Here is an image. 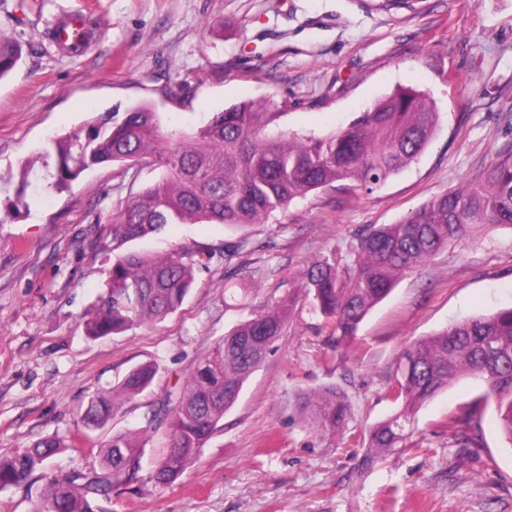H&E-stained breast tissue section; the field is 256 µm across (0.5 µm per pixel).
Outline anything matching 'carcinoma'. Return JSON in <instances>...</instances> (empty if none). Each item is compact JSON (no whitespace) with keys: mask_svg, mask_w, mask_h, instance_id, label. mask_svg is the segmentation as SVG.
<instances>
[{"mask_svg":"<svg viewBox=\"0 0 512 512\" xmlns=\"http://www.w3.org/2000/svg\"><path fill=\"white\" fill-rule=\"evenodd\" d=\"M19 44L0 36V78L17 64ZM280 113L256 102H242L214 114L206 124L171 130L150 104L129 109L121 120L103 115L84 132L56 138L51 148L23 162L16 203L18 214L31 188L36 163L52 169L57 188L69 186L88 168L149 163L158 180L120 208L109 232L94 241L110 254L126 244L159 233L168 224H263L297 198L326 188L373 192L416 160L436 132L439 112L424 93L399 88L379 99L346 127L326 135L273 130ZM54 162H49V159ZM472 224L512 229V145L501 149L474 180L429 198L394 224L373 225L357 235L352 263L336 259L311 262L300 276V292L314 312L332 326L336 346L358 337L369 311L440 250L461 242ZM248 241L224 246V266H234ZM213 258L186 252L163 257L127 253L112 262L104 289L85 316L93 337L119 334L154 324L175 313L187 299L196 268ZM296 298L255 311L217 340L201 358L175 398H166L149 423L167 421L169 443L150 480L174 482L209 440L223 429L224 415L237 403L248 378L284 335ZM156 373L151 364L130 370L111 396L92 397L82 415L96 430L112 415L118 398L142 392ZM467 376L483 381L485 391L442 427L459 448L481 438V413L496 404L499 426L512 445V307L453 323L403 347L392 389L395 412L370 427L362 466L405 450L418 411L453 382ZM294 408L310 431L332 438L346 432L352 411L344 392L329 384L295 395ZM65 444L45 437L31 447L0 459V489L28 483ZM143 446L132 434H119L99 450V467L50 479L35 512H98L97 501L120 487L140 491Z\"/></svg>","mask_w":512,"mask_h":512,"instance_id":"cac0c4a2","label":"carcinoma"}]
</instances>
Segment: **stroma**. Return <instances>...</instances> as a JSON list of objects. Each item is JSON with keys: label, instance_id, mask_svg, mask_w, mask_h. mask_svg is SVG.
I'll list each match as a JSON object with an SVG mask.
<instances>
[{"label": "stroma", "instance_id": "stroma-1", "mask_svg": "<svg viewBox=\"0 0 512 512\" xmlns=\"http://www.w3.org/2000/svg\"><path fill=\"white\" fill-rule=\"evenodd\" d=\"M96 29L80 56L49 39L65 12ZM0 35L22 55L0 79V175L50 137L108 111L148 102L181 129L245 101L278 111V129L327 134L399 87L427 94L439 112L426 150L372 193L327 189L294 200L268 223L171 224L136 250L212 253L190 297L164 321L93 338L83 318L101 293L111 255L94 250L121 202L158 179L150 167L95 166L64 190L46 188L0 223V457L38 438H78L91 397L110 394L133 367L157 372L92 433L94 451L66 449L29 485L0 490V512H33L50 478L99 464L97 445L139 433L151 470L167 423L147 415L182 388L198 361L254 309L299 292L303 269L352 260L359 229L393 224L431 196L472 180L512 143V0H0ZM250 249L225 276L226 241ZM512 306V230L475 227L402 277L367 315L350 347L330 351V330L297 303L287 333L245 384L223 429L173 483L113 492L101 512H512V445L486 405L477 447H452L439 421L484 390L465 378L419 411L410 450L371 470L359 461L371 425L393 413L391 381L403 345L471 316ZM333 384L352 417L323 438L293 407L305 389Z\"/></svg>", "mask_w": 512, "mask_h": 512}]
</instances>
